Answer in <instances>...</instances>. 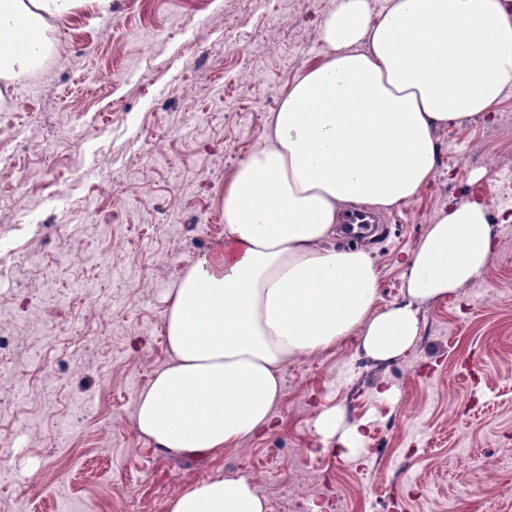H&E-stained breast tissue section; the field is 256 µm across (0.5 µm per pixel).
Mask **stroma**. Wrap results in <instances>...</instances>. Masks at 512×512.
I'll return each instance as SVG.
<instances>
[{
	"label": "stroma",
	"mask_w": 512,
	"mask_h": 512,
	"mask_svg": "<svg viewBox=\"0 0 512 512\" xmlns=\"http://www.w3.org/2000/svg\"><path fill=\"white\" fill-rule=\"evenodd\" d=\"M326 0H112L108 14L53 22L76 41L6 94L0 158V299L26 331L0 349V393L22 394L0 434V512H165L181 485L216 469L253 474L271 512H289L298 461L314 498L344 512H512V238L488 272L422 307L401 359L357 343L289 362L280 431L216 461L168 457L134 430L135 401L168 354L165 294L220 236L216 193L257 145L281 92L322 50ZM438 172L410 206L379 212L371 252L379 302L401 300L397 257L449 201L493 203L485 164L512 170V97L495 121L437 133ZM396 387L397 402L379 398ZM367 420L358 462L311 453L314 406Z\"/></svg>",
	"instance_id": "obj_1"
}]
</instances>
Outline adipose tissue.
Wrapping results in <instances>:
<instances>
[{
	"instance_id": "ef3b65f1",
	"label": "adipose tissue",
	"mask_w": 512,
	"mask_h": 512,
	"mask_svg": "<svg viewBox=\"0 0 512 512\" xmlns=\"http://www.w3.org/2000/svg\"><path fill=\"white\" fill-rule=\"evenodd\" d=\"M112 0H0V84L41 68L52 21L107 13ZM29 47L13 46L16 31ZM318 63L281 93L256 147L224 178V236L167 291L169 354L135 409L138 435L170 457L217 459L277 429L288 362L358 341L375 361L403 358L421 305L487 269L495 250L483 202L442 210L404 251L406 299L378 307L363 250L337 247L336 224L363 204L412 203L437 173L435 133L491 116L512 95V0H333ZM349 462L365 422L311 420ZM166 512H270L255 478L216 470L185 484Z\"/></svg>"
}]
</instances>
